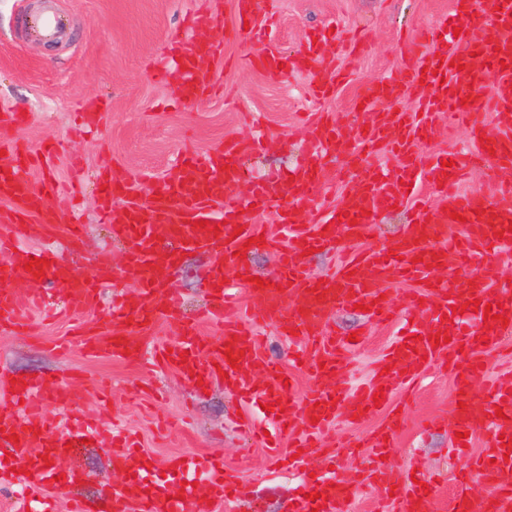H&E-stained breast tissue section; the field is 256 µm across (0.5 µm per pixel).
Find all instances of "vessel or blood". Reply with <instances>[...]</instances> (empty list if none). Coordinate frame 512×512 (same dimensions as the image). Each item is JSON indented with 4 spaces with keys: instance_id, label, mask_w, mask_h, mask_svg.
<instances>
[{
    "instance_id": "vessel-or-blood-1",
    "label": "vessel or blood",
    "mask_w": 512,
    "mask_h": 512,
    "mask_svg": "<svg viewBox=\"0 0 512 512\" xmlns=\"http://www.w3.org/2000/svg\"><path fill=\"white\" fill-rule=\"evenodd\" d=\"M454 14L463 21L460 34L431 28L408 39L405 75L379 78L366 86L359 104L378 107L366 129L348 126L336 113L316 114L309 125L311 154L306 161L282 180L251 183L247 201L254 211L267 210L276 198L289 201V208L276 219L280 234H266L263 225L248 222L241 206L225 197L243 178L240 155L274 149V141L264 136L249 142L228 139L216 150L178 161L157 181L146 206L134 198L130 180L113 171L101 175V213L111 223L115 238L125 245L123 272L131 284L130 290L104 310L99 307L101 293L112 281V268L105 258L94 259L93 272L86 275L73 270L53 251L36 252L25 245L28 239L48 234L63 235L72 244L84 234L80 221L67 218L49 203L58 193L51 151H44L37 160L18 145L0 140V200L5 203L0 222L9 227L8 233L0 235V333L33 334L34 326L22 309L27 304L40 305L44 297L34 293L20 300L10 283L41 273L63 285L69 310H98L104 335L88 339L83 331L74 334L87 353L142 357L147 339L129 332V324L149 327L159 317H174L179 300L168 280L181 253H210L213 263L205 277L208 304L204 316L222 325L223 336L206 339L195 324L187 323L181 341L155 348L154 359L199 384L224 380L244 402L265 405L267 417L275 420L280 432L293 436L295 448L309 453L322 448L320 436L336 419L335 382L351 346L346 337L327 327V313L340 305L359 303L367 307L370 322H391L395 312L388 298L382 297L381 285L412 283L406 306L417 311L418 322L412 333L392 342L369 384L347 397L348 417L354 423L368 419L375 392L392 399L398 390L420 379L429 361L447 357L462 391V406L453 413L455 427L462 434L457 448L466 450L468 434L484 431L485 450L476 459L475 469L491 489L482 502H475L470 478L460 477L449 512H512V459L506 456L512 450V374L488 382L482 399H475L469 391L484 375L481 353L487 343L512 331V293H494L495 277L489 265L493 248L512 243V185L503 186L493 198L458 189L475 162L512 169V0H484L478 14L473 13L471 0H455ZM190 26L192 37L170 36L166 50L176 64L160 78L176 83L183 97L201 99L218 82L204 63L221 55L223 44L209 13L198 14ZM326 43L323 32L313 31L305 35L294 55L283 56L269 46L247 56L245 62L273 78L308 72L324 57ZM475 60L487 68L490 93L485 97L472 89L467 67ZM419 87L428 89L429 94L418 98L413 109L399 113L383 110V103ZM481 110L492 112L497 134L475 135L474 149L455 154L451 167H443L441 158L425 157L416 149L417 141L434 135L439 118L468 124ZM337 151L352 165L361 156L377 158L389 151L397 164L362 168L347 183L343 203L334 213L301 223L294 206L313 199L320 186L319 159ZM27 166L40 168L38 183L22 179ZM421 172L437 190L438 205L413 199L411 189ZM117 196L127 200L123 209L112 206ZM219 199L224 202L220 212L214 208ZM405 203L411 206L410 222L385 247L344 252L335 272L318 278L308 273L310 252L335 242H353L366 234L375 214ZM458 214L463 224H456ZM458 225L462 233L450 235V228ZM253 237L263 238L272 248L278 272L260 284L252 280L245 265H238L236 280L248 284L251 308L248 322L229 324L224 312L234 304L235 293L224 282V256L247 255L245 243ZM451 253L460 259L459 277L434 280L435 267ZM33 255L38 258L34 265L29 262ZM476 299L483 306L500 305V319L488 320L482 309L473 310L471 303ZM270 322L292 332L299 362L319 384L302 405L287 403L282 365L259 349L256 329ZM7 391L11 404L0 409V477L21 470L30 500L49 507L48 490L71 484L70 479L61 478L56 461L66 458L71 446L88 438L89 432L82 423L63 428L45 416L44 403L63 406L70 397L69 389L58 379L18 381L8 385ZM362 445L373 451L369 477L383 484L378 512H433L432 495L423 485L387 481L383 457L389 444L383 432L370 434ZM111 458L115 468L130 474V482L96 503L71 499L69 512H184L189 500L196 512H214L234 486L224 470L223 457L215 454L168 462L169 474L205 475L204 483L182 488L156 482L145 450L125 437L113 435ZM351 499L349 483L321 480L310 484L306 494L295 497L290 512H350Z\"/></svg>"
}]
</instances>
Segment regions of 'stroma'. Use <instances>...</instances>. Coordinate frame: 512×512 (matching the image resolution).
<instances>
[{
	"label": "stroma",
	"mask_w": 512,
	"mask_h": 512,
	"mask_svg": "<svg viewBox=\"0 0 512 512\" xmlns=\"http://www.w3.org/2000/svg\"><path fill=\"white\" fill-rule=\"evenodd\" d=\"M43 7L44 0H0V110L25 115L22 127H0V138L18 140L32 153L54 144V174L63 190L77 162L88 177L112 168L139 178L144 195L151 193L153 184L141 180L142 172L165 176L181 156L218 148L228 137L244 140L264 133L277 140L276 149L246 158L251 177L286 171L301 159L305 147L302 113L337 112L349 125L364 126L369 114L356 109L355 100L371 81L403 73L402 31L454 22L450 0H272L276 24L270 39L282 53L296 50L303 34L313 29H365L371 34L356 59L342 62L351 71L349 80L332 98L317 101L306 93L310 75L289 74L274 81L261 71L239 67L243 55L260 52L262 46L237 35L235 0H56L66 31L56 43L43 40L33 25ZM201 9L214 15L224 40L222 57L206 62L220 75L222 87L210 98L193 101L153 75L166 63L168 36L186 30ZM57 202L77 209L85 226L81 247L70 250L60 238L33 239L30 247L57 251L78 271L106 255L112 261L113 289H129L121 275L122 247L113 241L111 226L99 220L93 185H86L77 199L63 193ZM211 262L203 252L182 255L170 279L171 289L183 300L181 319L192 318L203 307L201 278ZM384 289L398 311L394 325H374L352 308L329 316L341 335L364 336L363 344L348 355L337 398L348 397L355 386L369 380L393 339L409 329L405 296L410 284L388 283ZM72 330L71 324L56 322L43 325L34 339L0 335L1 405L7 402L4 389L10 381L54 377L69 385V412L137 433L156 461L178 454H223L237 489L234 502L216 512H284L312 474L353 482L352 512H374L377 485L357 479L367 449H342L330 465L309 457L293 471L276 470L262 443L238 427L244 417L261 420L258 408L240 406L220 383L197 388L174 368L150 374L141 363L91 355L76 346L62 354L50 351V344ZM260 334L264 353L282 361L294 377L293 398L303 402L316 383L289 362L290 343L276 324L262 327ZM454 396L453 373L442 362L431 363L404 411L403 426L386 460L399 482L419 470L441 474L442 502L454 490L455 474L467 467L465 459L449 452ZM68 463L81 474L72 492L88 499L107 496L121 481L105 446L73 449Z\"/></svg>",
	"instance_id": "stroma-1"
}]
</instances>
